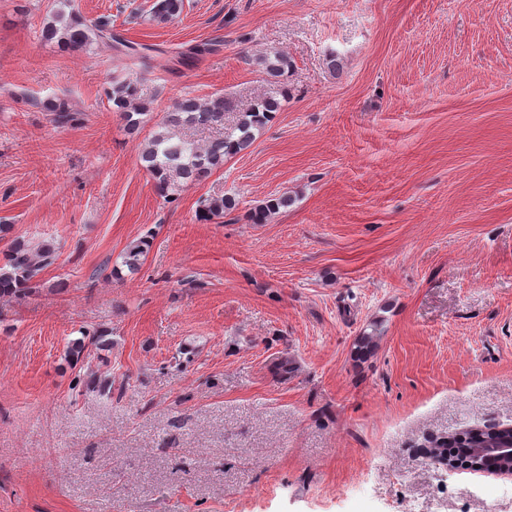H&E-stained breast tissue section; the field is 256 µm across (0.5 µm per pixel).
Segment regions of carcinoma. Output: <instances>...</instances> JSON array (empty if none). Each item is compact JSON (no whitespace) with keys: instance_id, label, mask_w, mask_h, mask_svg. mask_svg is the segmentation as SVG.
<instances>
[{"instance_id":"1","label":"carcinoma","mask_w":512,"mask_h":512,"mask_svg":"<svg viewBox=\"0 0 512 512\" xmlns=\"http://www.w3.org/2000/svg\"><path fill=\"white\" fill-rule=\"evenodd\" d=\"M184 8V0H153L151 20L168 22L176 18ZM42 38L55 42L67 51H84L98 43L112 47L117 59H137L144 63L148 55L120 36L112 33L109 18L101 17L96 21H85L81 16L59 9L48 17L42 28ZM256 64L263 74L274 84H279L285 76L290 61L278 52L269 51L258 58ZM108 101L121 112L127 130L134 134L139 131L141 115L146 107L139 103L137 83L130 79L114 80L106 91ZM280 102L274 96L259 100L253 107L243 113L238 121L236 138H223L213 141L206 147L193 143L176 132L182 127H199L220 125L224 121V99L221 97L200 100L186 96L176 100L171 111L159 123L160 131L149 139L140 151L139 158L143 167L154 180L157 194L170 201L187 183L207 176L213 169L224 164V158L248 149L254 140L256 130L265 126L271 114L277 111ZM47 109L53 112L54 121L63 126L73 120L67 102L56 98L47 103ZM289 205L286 196H278L259 204L251 215L254 224L264 223L273 213ZM237 206L233 197H217L204 205L200 218L212 220L221 218L224 213L233 211ZM148 241L143 240L128 247L122 255V265L135 274L139 271ZM55 260V249L49 244L33 247L24 242H17L11 249L6 262L0 266V297L16 295L24 291L38 270ZM499 441V437L485 431H473L468 427L464 438L448 442L434 440L430 447L424 449L423 456L434 459L442 458L448 453L458 459H466L476 448Z\"/></svg>"}]
</instances>
